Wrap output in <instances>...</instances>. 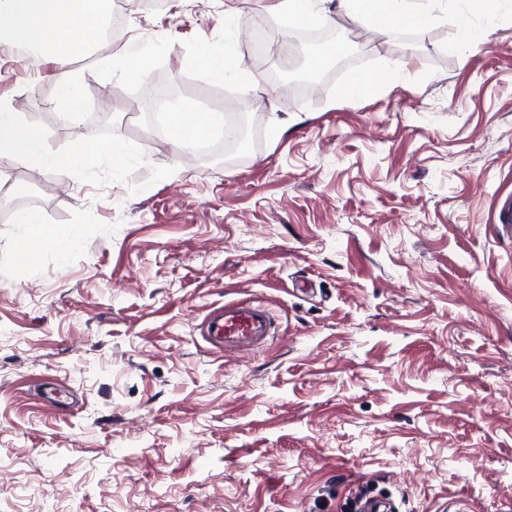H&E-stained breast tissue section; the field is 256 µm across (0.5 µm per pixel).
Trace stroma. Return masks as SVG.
Wrapping results in <instances>:
<instances>
[{
    "instance_id": "stroma-1",
    "label": "stroma",
    "mask_w": 512,
    "mask_h": 512,
    "mask_svg": "<svg viewBox=\"0 0 512 512\" xmlns=\"http://www.w3.org/2000/svg\"><path fill=\"white\" fill-rule=\"evenodd\" d=\"M147 75L95 59L65 69L0 48V104L78 166L0 158L67 258L39 250L0 209V512H341L373 488L399 512H512V13L374 37L325 8L345 71L303 97L211 77L225 0H125ZM412 72L347 103L351 72ZM83 86L77 125L58 78ZM197 112L231 107L245 144L171 152L149 89ZM134 158L113 168L100 146ZM264 297L278 331L218 353L202 321ZM454 4L457 20V41L462 48L482 41L484 31L471 22V18L485 9L488 0H448ZM103 154L112 162L113 168H119L132 159L128 145L118 137L111 138L106 143Z\"/></svg>"
}]
</instances>
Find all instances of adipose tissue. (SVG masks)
I'll list each match as a JSON object with an SVG mask.
<instances>
[{
	"mask_svg": "<svg viewBox=\"0 0 512 512\" xmlns=\"http://www.w3.org/2000/svg\"><path fill=\"white\" fill-rule=\"evenodd\" d=\"M337 8L360 28L380 36L388 35L400 24L422 28L439 20L433 9L414 7L412 0H338ZM111 12L112 0H0V43L27 49L36 61L63 66L85 56L102 41ZM239 33L235 8L225 7L224 48L217 52L210 46H200V66L225 82L249 81V74L241 69L236 57ZM167 121V143L174 150L205 137L212 125L210 114L191 111L178 103L171 105ZM0 157L29 166L53 161L41 133L22 125L12 112L2 108ZM15 221L24 225L30 240L59 256H67L77 245L76 234L49 229L37 211H18Z\"/></svg>",
	"mask_w": 512,
	"mask_h": 512,
	"instance_id": "obj_1",
	"label": "adipose tissue"
}]
</instances>
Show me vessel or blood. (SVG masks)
<instances>
[{
    "label": "vessel or blood",
    "instance_id": "b4317fda",
    "mask_svg": "<svg viewBox=\"0 0 512 512\" xmlns=\"http://www.w3.org/2000/svg\"><path fill=\"white\" fill-rule=\"evenodd\" d=\"M273 331L274 317L262 301H234L209 318L205 339L214 347L231 351L266 343Z\"/></svg>",
    "mask_w": 512,
    "mask_h": 512
}]
</instances>
